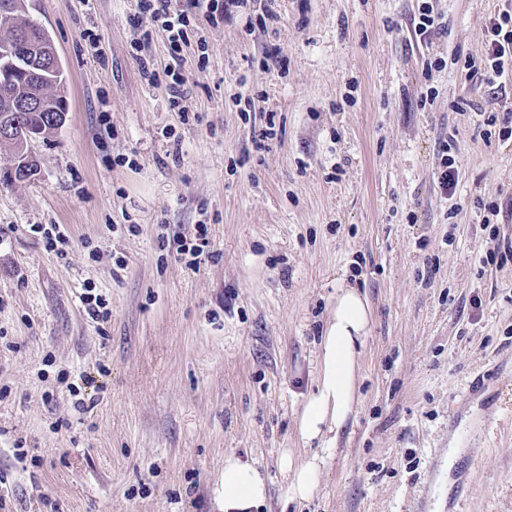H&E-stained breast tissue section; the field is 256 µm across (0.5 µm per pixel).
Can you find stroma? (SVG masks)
I'll return each mask as SVG.
<instances>
[{
	"mask_svg": "<svg viewBox=\"0 0 512 512\" xmlns=\"http://www.w3.org/2000/svg\"><path fill=\"white\" fill-rule=\"evenodd\" d=\"M502 5L436 0V49L460 61L429 77L416 0H279L252 33L196 17L186 125L141 73L136 0H26L69 112L33 142L37 173L0 187L5 512H219L229 454L266 474L261 512H512V258L484 261L512 244V138L485 123L512 113V75L493 88L462 66ZM240 90L274 112L269 148ZM450 135L453 213L433 178ZM201 221L210 257L191 270L163 237ZM343 288L373 308L360 404L333 447L306 446L297 420ZM285 450L322 457L311 498L286 501Z\"/></svg>",
	"mask_w": 512,
	"mask_h": 512,
	"instance_id": "35a3bbf8",
	"label": "stroma"
}]
</instances>
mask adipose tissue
Instances as JSON below:
<instances>
[{"label":"adipose tissue","mask_w":512,"mask_h":512,"mask_svg":"<svg viewBox=\"0 0 512 512\" xmlns=\"http://www.w3.org/2000/svg\"><path fill=\"white\" fill-rule=\"evenodd\" d=\"M371 307L356 289L347 288L336 298L320 342L317 387L299 417L303 444L332 443L358 403L356 378L359 348L368 332ZM320 456L296 464L282 453L279 466L287 477V495L305 500L312 496L320 469ZM224 512H256L267 499V480L254 464L230 455L224 460Z\"/></svg>","instance_id":"adipose-tissue-1"}]
</instances>
